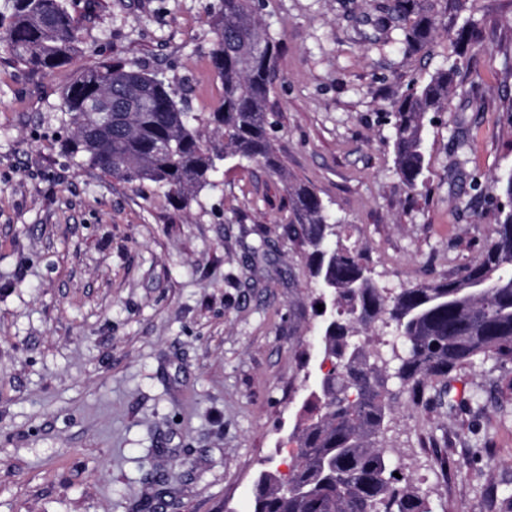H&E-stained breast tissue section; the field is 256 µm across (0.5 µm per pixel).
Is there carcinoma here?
I'll use <instances>...</instances> for the list:
<instances>
[{"label":"carcinoma","instance_id":"carcinoma-1","mask_svg":"<svg viewBox=\"0 0 512 512\" xmlns=\"http://www.w3.org/2000/svg\"><path fill=\"white\" fill-rule=\"evenodd\" d=\"M416 20L405 31L408 50L425 48L431 18L418 0H390L378 24ZM216 35L209 58L223 96L207 121L224 136L218 150L195 126L169 83L141 65L107 59L76 72L62 91L67 158L134 184L150 185L185 208L213 185L218 163L257 161L282 170L269 129V93L281 42L257 18L256 0H219L210 12ZM0 43L15 63L51 71L80 51L79 19L69 0H5ZM456 68H443L394 104L395 168L413 192L424 184V115L440 112ZM112 97V124L89 111ZM288 234L309 248L308 268L324 316L320 348L331 363L310 394L307 415L293 431L294 464L283 480L268 470L256 480L254 512H429L424 499L383 445L394 410L385 369L420 399L433 381L478 358L512 361V208L498 211L495 237L481 259L451 279L417 284L391 294L375 283L359 253L332 245L337 225L308 186H289ZM395 327L402 339L391 358L353 337ZM400 473L397 478L394 473Z\"/></svg>","mask_w":512,"mask_h":512}]
</instances>
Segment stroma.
<instances>
[{"label": "stroma", "mask_w": 512, "mask_h": 512, "mask_svg": "<svg viewBox=\"0 0 512 512\" xmlns=\"http://www.w3.org/2000/svg\"><path fill=\"white\" fill-rule=\"evenodd\" d=\"M384 0H261L280 39L269 94L283 170L221 164L174 208L73 165L61 93L106 57L162 72L207 116L218 0H76L82 49L43 73L0 50V512H253L260 471L286 476L290 436L326 368L308 249L288 192L309 186L391 291L455 276L496 228L512 173V0H425L431 43L378 29ZM480 29L462 51L458 30ZM456 66L425 116L424 184L395 171L393 105ZM512 363L450 374L483 411L412 399L390 378L384 444L429 512H490L512 481Z\"/></svg>", "instance_id": "obj_1"}]
</instances>
